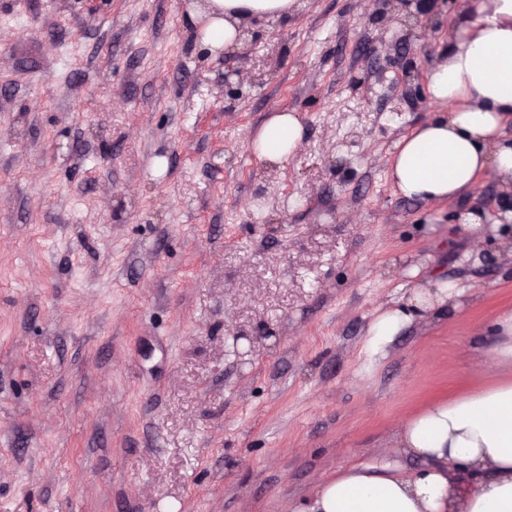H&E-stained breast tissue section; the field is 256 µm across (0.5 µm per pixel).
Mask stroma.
<instances>
[{"label": "stroma", "instance_id": "1", "mask_svg": "<svg viewBox=\"0 0 512 512\" xmlns=\"http://www.w3.org/2000/svg\"><path fill=\"white\" fill-rule=\"evenodd\" d=\"M187 2L0 0V512H293L484 384L460 351L512 309V232L479 259L457 222L505 187L387 179L465 0H301L219 54ZM281 110L270 165L243 138ZM424 274L460 308L369 356ZM244 143L259 160L282 163L302 152L304 126L296 112L280 111L247 133Z\"/></svg>", "mask_w": 512, "mask_h": 512}]
</instances>
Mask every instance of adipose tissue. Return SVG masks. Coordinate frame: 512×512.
I'll use <instances>...</instances> for the list:
<instances>
[{"instance_id":"1","label":"adipose tissue","mask_w":512,"mask_h":512,"mask_svg":"<svg viewBox=\"0 0 512 512\" xmlns=\"http://www.w3.org/2000/svg\"><path fill=\"white\" fill-rule=\"evenodd\" d=\"M296 8V0H191L185 18L216 54L241 46L252 19H282ZM447 41L427 76L437 116L395 142L388 169L399 195L433 204L473 191L489 174L512 188V0H467L463 18L448 23ZM244 142L259 160L281 163L301 153L304 126L297 113L281 111ZM463 294L438 280L404 307L378 310L372 352ZM495 324L488 346L462 351L487 384L398 418L392 447L320 483L305 512H512V311ZM404 458L421 469L404 470Z\"/></svg>"}]
</instances>
